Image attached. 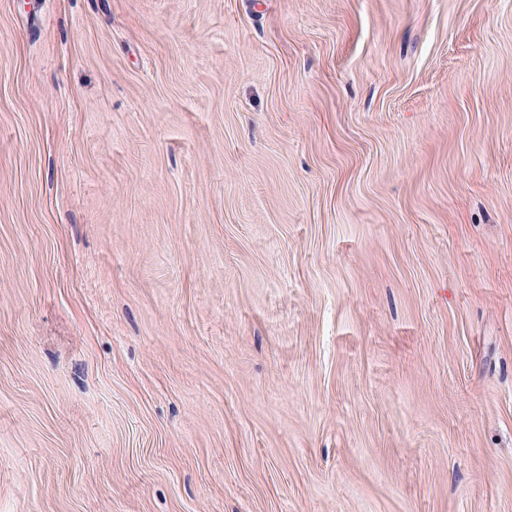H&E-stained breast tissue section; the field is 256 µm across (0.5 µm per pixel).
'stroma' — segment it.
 I'll use <instances>...</instances> for the list:
<instances>
[{
    "label": "stroma",
    "instance_id": "stroma-1",
    "mask_svg": "<svg viewBox=\"0 0 512 512\" xmlns=\"http://www.w3.org/2000/svg\"><path fill=\"white\" fill-rule=\"evenodd\" d=\"M0 512H512V0H0Z\"/></svg>",
    "mask_w": 512,
    "mask_h": 512
}]
</instances>
